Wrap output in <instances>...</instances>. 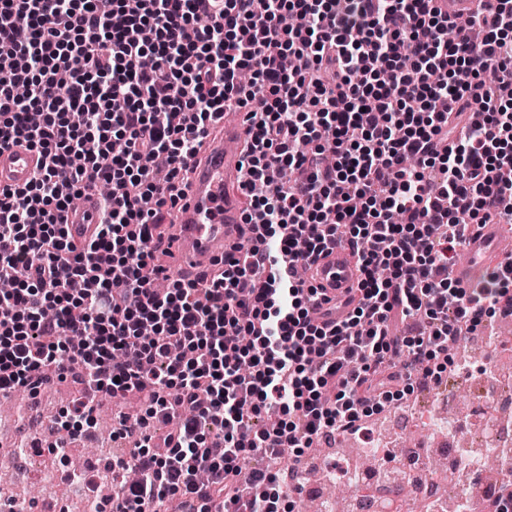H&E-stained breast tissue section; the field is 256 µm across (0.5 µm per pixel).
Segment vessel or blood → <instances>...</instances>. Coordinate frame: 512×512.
<instances>
[{"instance_id": "b4317fda", "label": "vessel or blood", "mask_w": 512, "mask_h": 512, "mask_svg": "<svg viewBox=\"0 0 512 512\" xmlns=\"http://www.w3.org/2000/svg\"><path fill=\"white\" fill-rule=\"evenodd\" d=\"M218 127L219 134L204 141L191 164L188 188L162 242L170 253L173 270L189 278L223 266L225 255L240 243L245 227L239 179L247 127L239 119L220 121ZM40 162L39 152L26 143L1 148L0 189L27 185ZM99 210L100 197L92 190L67 210L64 222L72 241L85 242L95 237ZM503 236L504 227L500 224H484L473 231L465 242L467 260L453 267L452 278L466 285L487 266L511 262L512 254L502 247ZM307 277L319 292L318 320L337 321L354 306L360 272L348 246H330L309 265Z\"/></svg>"}]
</instances>
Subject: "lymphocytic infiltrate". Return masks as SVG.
<instances>
[{"instance_id":"1","label":"lymphocytic infiltrate","mask_w":512,"mask_h":512,"mask_svg":"<svg viewBox=\"0 0 512 512\" xmlns=\"http://www.w3.org/2000/svg\"><path fill=\"white\" fill-rule=\"evenodd\" d=\"M472 24L479 37L459 34L434 0H0V148L42 158L0 190V278L25 274L0 294V393L76 380L56 422L76 439L97 392L145 406L108 464L139 477L89 495L92 512H283L306 449L439 381L512 315V266L473 288L448 274L468 225L512 223V0H475ZM240 110L256 240L156 296L163 208L212 118ZM103 184L97 236L74 245L64 214ZM342 240L358 296L326 326L295 271ZM396 318L417 330L393 335ZM174 414L155 442L151 422ZM287 448L291 469L268 466Z\"/></svg>"}]
</instances>
